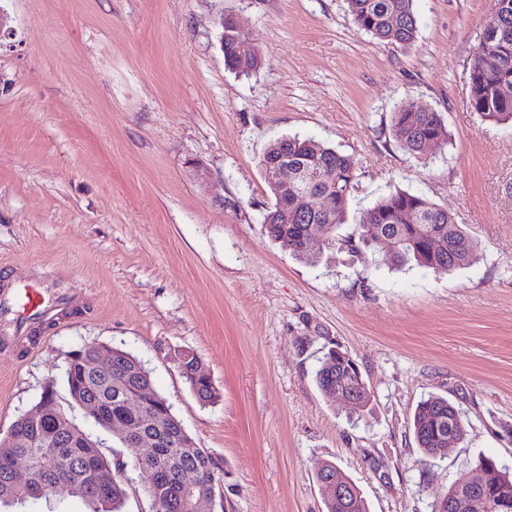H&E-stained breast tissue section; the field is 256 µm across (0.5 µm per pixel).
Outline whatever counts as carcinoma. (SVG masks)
I'll list each match as a JSON object with an SVG mask.
<instances>
[{
  "label": "carcinoma",
  "mask_w": 512,
  "mask_h": 512,
  "mask_svg": "<svg viewBox=\"0 0 512 512\" xmlns=\"http://www.w3.org/2000/svg\"><path fill=\"white\" fill-rule=\"evenodd\" d=\"M347 9L356 27L379 41L407 46L417 38L414 0H347ZM489 31L495 35L497 51L470 74V104L484 121L512 123V0H494ZM224 65L240 76H248L261 66L250 36L230 15L224 16ZM392 122L396 141L411 156L424 154L430 141L439 145L448 142V128L440 113L432 109L407 103L393 113ZM261 161L265 162L266 182L273 196L263 221L267 235L301 261L315 263L319 258L307 247L317 223L323 228V248L354 252L361 244L379 247L381 262L393 268L414 263L451 272L472 265L477 258V243L446 207L408 191L380 196L362 211L351 233L339 234L357 181L358 164L349 155L293 135L270 143ZM282 163L301 172L302 179L286 186L275 181V167ZM319 194L336 197V207L329 212L312 209L311 198ZM178 369L199 401L216 402L213 380L195 355H183ZM64 378L67 385L78 386L90 398L105 399L117 386L149 393L153 431L161 444L157 458L145 462L140 470L149 476L144 493L154 506L152 512H198V498L221 487L224 470L219 461L196 446L172 405L154 390L150 372L136 357L114 347L112 376H97L86 365L73 361L66 363ZM315 383L328 399L338 391L354 395L360 417L371 405L372 395L358 365L337 345L319 358ZM412 428L418 447L432 457L447 447L448 436L458 443L466 437L464 413L441 395L432 394L417 404ZM76 441L80 436L67 412L59 409L54 399L40 398L34 411L17 418L11 435L0 437V504L38 501L65 487L93 505V512H122L127 464L106 457L98 440L91 441L90 448H76ZM19 457L27 458L31 467L24 485L9 477ZM188 467L200 475L192 497L180 480ZM470 473L469 468L460 471L445 494L449 502L458 503L454 512H476L467 500L457 499V488ZM321 491L326 512H344L336 504V487L323 482ZM482 496L487 505L482 512H512V472L499 474V483L488 486Z\"/></svg>",
  "instance_id": "1"
}]
</instances>
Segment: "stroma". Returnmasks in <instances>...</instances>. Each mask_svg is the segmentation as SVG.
<instances>
[{
    "label": "stroma",
    "instance_id": "35a3bbf8",
    "mask_svg": "<svg viewBox=\"0 0 512 512\" xmlns=\"http://www.w3.org/2000/svg\"><path fill=\"white\" fill-rule=\"evenodd\" d=\"M493 0H415L408 46L358 30L346 0H0V289L75 292L40 334L0 340V435L47 381L75 424L118 454L123 512H151L136 449L70 406L63 368L88 342L143 362L198 447L220 458L214 512H325L336 463L370 512H432L478 456L512 470V126L469 102ZM261 67L224 66L219 19ZM412 102L441 112L423 158L394 138ZM299 135L359 164L346 220L395 189L448 207L478 244L452 272L377 265L371 251L310 264L271 241L260 159ZM358 363L371 411L314 383L324 345ZM196 355L219 397L177 370ZM464 411V442L426 456L417 403Z\"/></svg>",
    "mask_w": 512,
    "mask_h": 512
}]
</instances>
